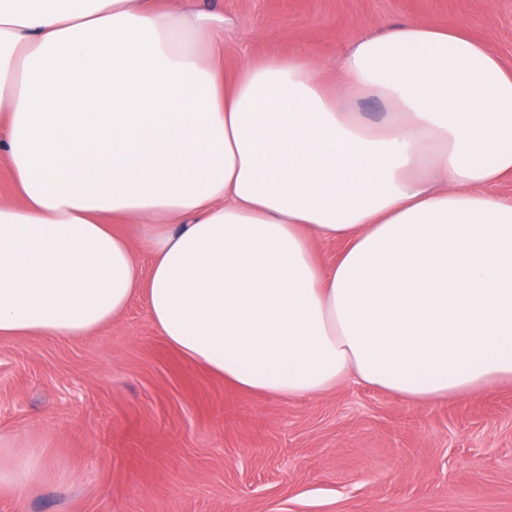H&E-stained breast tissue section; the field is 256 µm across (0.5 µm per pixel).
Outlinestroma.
Listing matches in <instances>:
<instances>
[{"mask_svg": "<svg viewBox=\"0 0 512 512\" xmlns=\"http://www.w3.org/2000/svg\"><path fill=\"white\" fill-rule=\"evenodd\" d=\"M224 63L339 58L388 23L460 26L512 69V0H192ZM0 456L49 473L0 512H512V384L421 404L366 385L288 400L179 359L145 295L99 332L0 339Z\"/></svg>", "mask_w": 512, "mask_h": 512, "instance_id": "1", "label": "stroma"}]
</instances>
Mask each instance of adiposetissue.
I'll use <instances>...</instances> for the list:
<instances>
[{
    "label": "adipose tissue",
    "instance_id": "1",
    "mask_svg": "<svg viewBox=\"0 0 512 512\" xmlns=\"http://www.w3.org/2000/svg\"><path fill=\"white\" fill-rule=\"evenodd\" d=\"M223 46L179 0H0V337L87 336L142 292L242 391L511 383L512 71L421 22L357 39L332 83L302 57L225 73Z\"/></svg>",
    "mask_w": 512,
    "mask_h": 512
}]
</instances>
